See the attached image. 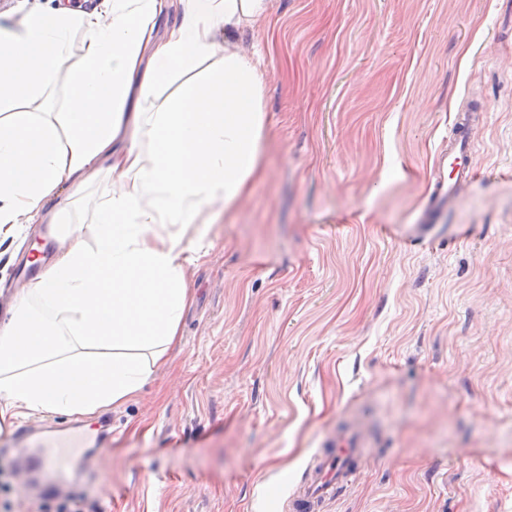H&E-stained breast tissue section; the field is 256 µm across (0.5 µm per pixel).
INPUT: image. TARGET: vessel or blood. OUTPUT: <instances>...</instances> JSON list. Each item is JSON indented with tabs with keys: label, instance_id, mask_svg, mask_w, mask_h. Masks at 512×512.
<instances>
[{
	"label": "vessel or blood",
	"instance_id": "b4317fda",
	"mask_svg": "<svg viewBox=\"0 0 512 512\" xmlns=\"http://www.w3.org/2000/svg\"><path fill=\"white\" fill-rule=\"evenodd\" d=\"M475 152L476 142L470 133L469 121L460 119L448 137L447 148L439 156V164L447 168L448 177L435 188V202L452 201L459 186L471 178ZM87 444V439L78 434L62 435L36 444L27 453V467L37 474L63 480L67 464ZM366 446L365 438L359 432L350 430L337 435L332 452L319 460L315 478L298 489L292 500L293 507L310 510L315 503L333 498L337 490L347 485L364 467Z\"/></svg>",
	"mask_w": 512,
	"mask_h": 512
}]
</instances>
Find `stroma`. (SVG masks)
<instances>
[{"label":"stroma","mask_w":512,"mask_h":512,"mask_svg":"<svg viewBox=\"0 0 512 512\" xmlns=\"http://www.w3.org/2000/svg\"><path fill=\"white\" fill-rule=\"evenodd\" d=\"M262 175L186 265L164 369L94 422L0 431V512H39L21 439L95 433L66 493L99 512H289L337 433L367 466L321 512H512V0H268ZM481 111L474 177L436 158ZM0 254V310L34 272Z\"/></svg>","instance_id":"1"}]
</instances>
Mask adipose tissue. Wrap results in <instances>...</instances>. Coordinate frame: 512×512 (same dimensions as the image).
I'll return each mask as SVG.
<instances>
[{
  "mask_svg": "<svg viewBox=\"0 0 512 512\" xmlns=\"http://www.w3.org/2000/svg\"><path fill=\"white\" fill-rule=\"evenodd\" d=\"M166 2L109 0L96 15L58 0L0 33V106L11 108L0 116V235L55 224L50 200L108 177L0 320V429L134 398L179 342L192 302L183 265L211 246L198 213L217 200L233 211L263 170L264 75L220 40L266 0H178L179 21L162 32ZM59 78V110L29 111Z\"/></svg>",
  "mask_w": 512,
  "mask_h": 512,
  "instance_id": "obj_1",
  "label": "adipose tissue"
}]
</instances>
